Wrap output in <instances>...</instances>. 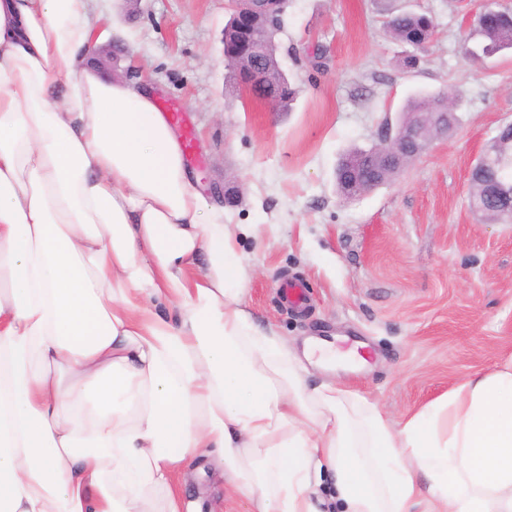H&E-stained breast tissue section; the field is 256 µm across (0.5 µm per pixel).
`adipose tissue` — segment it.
<instances>
[{
  "instance_id": "ef3b65f1",
  "label": "adipose tissue",
  "mask_w": 512,
  "mask_h": 512,
  "mask_svg": "<svg viewBox=\"0 0 512 512\" xmlns=\"http://www.w3.org/2000/svg\"><path fill=\"white\" fill-rule=\"evenodd\" d=\"M89 0H0V512H512V361L399 424L255 328L253 269L151 87L94 71ZM70 376L60 387L56 371ZM206 475L189 482L182 489L187 499L202 498L213 512H247L249 504L245 499L233 498L228 494L224 479L213 465L207 466Z\"/></svg>"
}]
</instances>
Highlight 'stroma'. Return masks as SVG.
Returning <instances> with one entry per match:
<instances>
[{"mask_svg": "<svg viewBox=\"0 0 512 512\" xmlns=\"http://www.w3.org/2000/svg\"><path fill=\"white\" fill-rule=\"evenodd\" d=\"M480 0H288L280 60L298 90L277 112L228 93L227 0H90L105 40L125 45L123 67L160 99L188 109L195 184L240 237L255 273L244 300L256 324L285 338L359 348L364 367L337 373L344 387L403 421L464 376L512 359V224L470 206V171L498 129L512 122V49L472 60L470 26ZM435 19L428 53L385 31L390 16ZM460 91L462 122L431 142L391 183L355 201L336 188L345 152L379 141L419 93ZM297 281L305 309L281 297ZM211 512H248L214 466L182 490Z\"/></svg>", "mask_w": 512, "mask_h": 512, "instance_id": "1", "label": "stroma"}]
</instances>
